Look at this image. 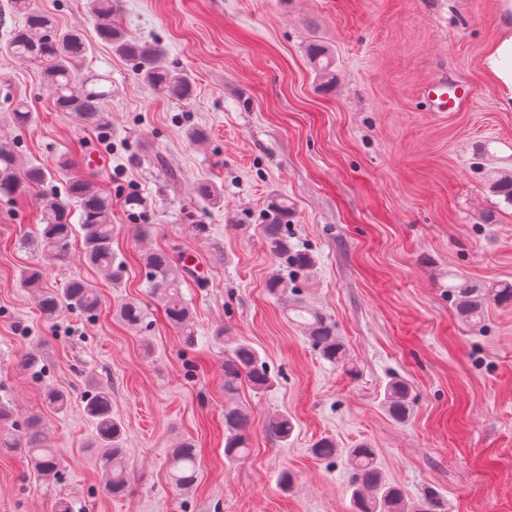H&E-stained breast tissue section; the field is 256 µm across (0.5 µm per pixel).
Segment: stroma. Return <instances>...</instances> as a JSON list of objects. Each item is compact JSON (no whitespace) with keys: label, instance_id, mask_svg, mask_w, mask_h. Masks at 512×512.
<instances>
[{"label":"stroma","instance_id":"35a3bbf8","mask_svg":"<svg viewBox=\"0 0 512 512\" xmlns=\"http://www.w3.org/2000/svg\"><path fill=\"white\" fill-rule=\"evenodd\" d=\"M91 50L80 75L109 93L99 125L56 111L39 70L9 54L23 15L0 0V140L112 198L120 225L112 248L126 274L113 287L81 263V239L65 268L18 251L39 228L38 191L0 199V403L41 417L61 459L59 477L38 475L21 451H0V512H353L345 458L311 448H374L386 478L409 498L434 490L448 512H512V308L489 307L463 323L446 292L454 275L478 283L512 279V207L491 192L487 171H512V103L487 76L484 57L499 34L497 0H119V21L158 41L166 65L184 70L194 96L178 101L142 83L129 61L100 39L88 0H34ZM332 60L334 84L319 76L313 49ZM472 84L467 111L433 112L421 90L433 77ZM32 122L15 127L16 102ZM199 128L203 142L190 141ZM178 181H171L170 172ZM207 180L224 204L201 200ZM145 198L150 237L126 225L127 192ZM288 198V244L317 265L299 277L303 303L331 322L356 373L323 360L289 322L269 277L282 271L262 227L272 197ZM494 223H487V215ZM190 258L182 287L197 334L185 349L159 303L145 294L144 248ZM44 267V285L78 276L98 291L94 316L63 311L52 321L22 288L19 273ZM134 298L147 330L116 317ZM227 339L259 350L277 385L224 396ZM37 351V367L20 358ZM411 387L412 413L399 422L382 400L391 377ZM112 390L124 428L131 483L109 494L84 414L89 380ZM70 395L66 413L44 395ZM251 414L250 450L224 456V404ZM285 414L289 441L268 429ZM183 439L197 448L200 477L175 489L167 455ZM294 476L282 490L279 475Z\"/></svg>","mask_w":512,"mask_h":512}]
</instances>
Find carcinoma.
I'll return each mask as SVG.
<instances>
[{"label": "carcinoma", "instance_id": "carcinoma-1", "mask_svg": "<svg viewBox=\"0 0 512 512\" xmlns=\"http://www.w3.org/2000/svg\"><path fill=\"white\" fill-rule=\"evenodd\" d=\"M118 0H91V13L96 20L99 35L110 42L119 55L133 61L139 79L162 95L180 100L193 96V85L188 74L171 69L162 63L163 50L156 42H140L128 37L123 31L117 10ZM11 9L25 16V24L17 29L9 45L10 55L36 66L56 107L62 112H73L87 125L100 121V103L106 91L88 87L89 80L77 78V67L85 59L88 44L78 29H60L55 19L33 7V0H10ZM319 74L330 83L334 79L331 60L322 49L312 53ZM56 181L49 169L32 163L25 165L18 160L13 148L0 142V197L13 198L27 190L37 188L40 194V231L17 240V248L34 252L57 266L70 262V239L79 231L83 239V262L103 272L112 284L122 283L126 270L112 251V239L119 227L112 223L111 198L95 189L85 178L66 180L64 196L47 190ZM489 187L512 206V171L492 172ZM199 194L210 204L217 206L224 201L221 187L203 183ZM79 210V227L70 222V204ZM128 214L139 219L143 216L146 202L135 192L124 198ZM290 205L285 198H274L270 203L271 219L265 225V244L276 257L285 258L295 266L309 272L315 259L308 253L288 250V212ZM146 293L160 301L168 322L178 329L183 342L195 343L193 316L182 292V258L164 250H152L143 254ZM23 287L39 294V307L43 316L52 320L64 309L91 313L99 300L96 289L81 278H73L60 289H49L43 284L39 267L22 271ZM448 298L458 317L471 325L484 320L488 305L512 306V280L504 279L489 284H476L469 278L457 275L448 285ZM296 324L309 338L320 355L330 363L346 367L349 364L344 346L338 341L335 330L324 317L310 311L303 303L293 304ZM117 317L135 330L147 328L148 310L137 300L123 302L116 311ZM244 383L260 392L274 386L260 352L248 342H232L224 348V393H236ZM47 407L54 413L64 412L68 405L67 395L56 389L45 393ZM383 404L389 415L398 421L406 419L411 411L408 385L399 379L391 380L385 387ZM85 411L95 429L94 447L105 449L100 457L101 469L108 480L105 490L114 496L122 495L130 485L123 448V426L112 416V392L103 385H95L86 400ZM250 415L238 406L224 408V455L231 463L245 457L250 443L248 431ZM269 429L283 441L291 437L294 426L291 420L278 415L269 420ZM44 423L36 417H28L23 424L10 419V411L0 406V447L5 450L20 449L28 455L34 469L42 476L58 472L61 461L56 452L43 444ZM313 454L331 461L345 454L352 471L351 498L354 512H441L443 505L437 497L426 492L418 500L411 501L404 490L384 481L377 466L375 450L366 444L342 450L329 438L313 445ZM169 477L175 487L190 489L199 475L196 449L189 441L179 443L167 457Z\"/></svg>", "mask_w": 512, "mask_h": 512}]
</instances>
